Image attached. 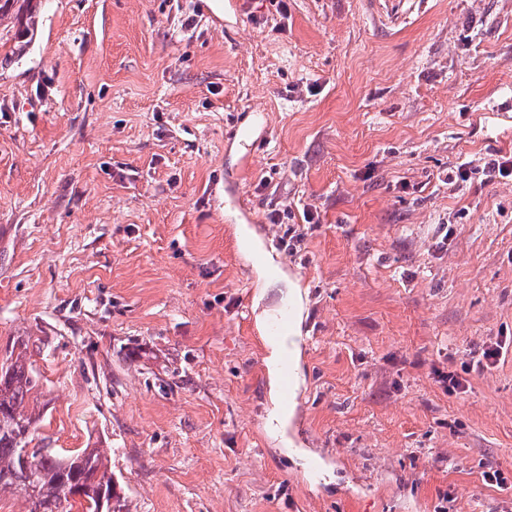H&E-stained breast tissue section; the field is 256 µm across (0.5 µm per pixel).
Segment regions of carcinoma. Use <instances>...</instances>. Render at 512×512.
I'll use <instances>...</instances> for the list:
<instances>
[{
  "instance_id": "obj_1",
  "label": "carcinoma",
  "mask_w": 512,
  "mask_h": 512,
  "mask_svg": "<svg viewBox=\"0 0 512 512\" xmlns=\"http://www.w3.org/2000/svg\"><path fill=\"white\" fill-rule=\"evenodd\" d=\"M29 344L14 343L0 362V495L22 492L25 512H73L64 484L75 483L94 504L112 499V512H130L127 500L117 492V479L105 448H81L68 456L52 448H31L30 433L41 418ZM36 463L35 475L23 464V456Z\"/></svg>"
}]
</instances>
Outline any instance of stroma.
<instances>
[{
	"mask_svg": "<svg viewBox=\"0 0 512 512\" xmlns=\"http://www.w3.org/2000/svg\"><path fill=\"white\" fill-rule=\"evenodd\" d=\"M210 4L0 16V357L29 337L35 440L110 449L131 512H512L482 480L512 478V350L435 376L512 337V0ZM295 285L282 428L252 326Z\"/></svg>",
	"mask_w": 512,
	"mask_h": 512,
	"instance_id": "stroma-1",
	"label": "stroma"
}]
</instances>
